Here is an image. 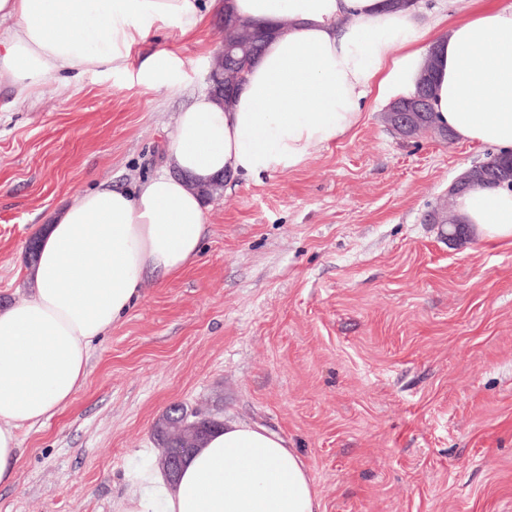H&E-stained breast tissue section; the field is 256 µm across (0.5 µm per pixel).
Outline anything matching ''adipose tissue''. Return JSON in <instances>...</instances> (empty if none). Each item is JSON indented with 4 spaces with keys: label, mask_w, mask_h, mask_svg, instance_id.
Wrapping results in <instances>:
<instances>
[{
    "label": "adipose tissue",
    "mask_w": 512,
    "mask_h": 512,
    "mask_svg": "<svg viewBox=\"0 0 512 512\" xmlns=\"http://www.w3.org/2000/svg\"><path fill=\"white\" fill-rule=\"evenodd\" d=\"M427 21L421 0H224L242 20H288L251 65L232 107L207 92L179 112L167 168L134 191L77 193L38 236L35 289L0 309V485L13 482L25 427L64 410L90 350L135 307L146 277L198 255L206 222L188 179L293 170L343 139L369 105L411 96L433 64L435 122L460 141L512 152V0ZM199 0H0V85L15 101L47 78L118 69L154 29L200 28ZM455 209L475 239L512 242V189L475 185ZM305 461L279 434L225 421L175 481L152 465L114 512H319Z\"/></svg>",
    "instance_id": "obj_1"
}]
</instances>
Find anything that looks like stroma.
Segmentation results:
<instances>
[{
    "instance_id": "obj_1",
    "label": "stroma",
    "mask_w": 512,
    "mask_h": 512,
    "mask_svg": "<svg viewBox=\"0 0 512 512\" xmlns=\"http://www.w3.org/2000/svg\"><path fill=\"white\" fill-rule=\"evenodd\" d=\"M223 16L166 27L66 90L50 79L17 103L0 86V308L32 293L26 247L74 194L164 165ZM160 52L183 65L150 89L138 71ZM495 154L401 138L370 108L299 169L225 178L198 258L148 278L74 401L23 431L0 512H114L175 403L282 435L320 512H512V244L428 220Z\"/></svg>"
}]
</instances>
